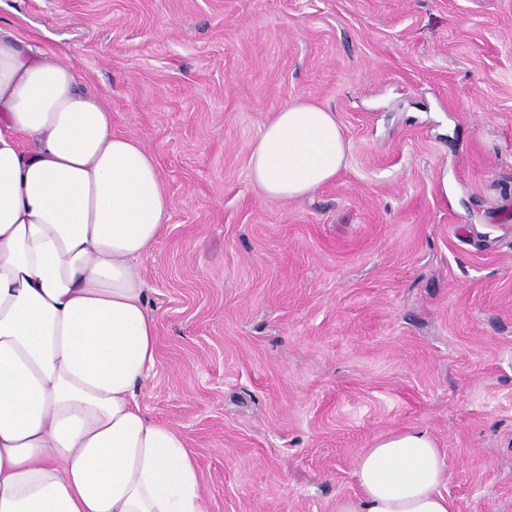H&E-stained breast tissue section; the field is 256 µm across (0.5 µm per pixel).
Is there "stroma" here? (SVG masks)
Wrapping results in <instances>:
<instances>
[{
  "label": "stroma",
  "instance_id": "obj_1",
  "mask_svg": "<svg viewBox=\"0 0 512 512\" xmlns=\"http://www.w3.org/2000/svg\"><path fill=\"white\" fill-rule=\"evenodd\" d=\"M0 32L158 162L137 400L209 512H333L365 448L418 427L455 512H512V0H0ZM299 99L346 165L271 200L250 153Z\"/></svg>",
  "mask_w": 512,
  "mask_h": 512
}]
</instances>
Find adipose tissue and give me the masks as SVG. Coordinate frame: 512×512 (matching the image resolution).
Masks as SVG:
<instances>
[{"label": "adipose tissue", "mask_w": 512, "mask_h": 512, "mask_svg": "<svg viewBox=\"0 0 512 512\" xmlns=\"http://www.w3.org/2000/svg\"><path fill=\"white\" fill-rule=\"evenodd\" d=\"M346 154L335 113L298 101L264 126L250 177L295 200ZM171 209L153 154L73 66L0 38V512H207L184 438L136 398L157 350L139 259ZM355 476L334 512H455L427 430L379 436Z\"/></svg>", "instance_id": "adipose-tissue-1"}]
</instances>
